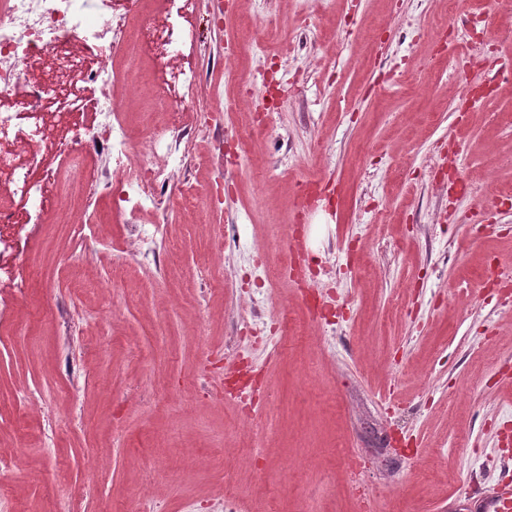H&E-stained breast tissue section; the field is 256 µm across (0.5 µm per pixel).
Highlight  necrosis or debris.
I'll list each match as a JSON object with an SVG mask.
<instances>
[{
	"label": "necrosis or debris",
	"mask_w": 512,
	"mask_h": 512,
	"mask_svg": "<svg viewBox=\"0 0 512 512\" xmlns=\"http://www.w3.org/2000/svg\"><path fill=\"white\" fill-rule=\"evenodd\" d=\"M163 3L153 15L136 0L121 11L114 0H0V288L25 285L24 232L53 218L67 183L57 160L74 169L92 152L109 156L112 171L76 179L74 203L110 197L113 214L133 220L135 258L162 253L157 229L134 218L185 203L167 192L177 158L164 135L194 102L204 49L192 24L198 0ZM131 43L155 63L153 109L165 116L160 126L144 119L138 137L123 113L143 91ZM86 107L101 123L83 120Z\"/></svg>",
	"instance_id": "necrosis-or-debris-1"
}]
</instances>
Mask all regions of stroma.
Returning a JSON list of instances; mask_svg holds the SVG:
<instances>
[{
    "label": "stroma",
    "mask_w": 512,
    "mask_h": 512,
    "mask_svg": "<svg viewBox=\"0 0 512 512\" xmlns=\"http://www.w3.org/2000/svg\"><path fill=\"white\" fill-rule=\"evenodd\" d=\"M270 33L242 39L244 18ZM512 21L502 0H203L195 102L257 124L219 201L170 209L180 249L127 257L108 199L29 231L38 274L0 313V512H475L512 481V303L483 286L512 269ZM275 111L257 117L267 75ZM212 135L184 139L182 178L207 193ZM316 174L341 195L298 214ZM94 245L79 251L70 223ZM318 259L285 275L286 228ZM234 235L219 249L209 228ZM221 252L230 279L204 263ZM125 279L112 281L114 267ZM253 413L211 395L235 364ZM41 392L52 414L25 409Z\"/></svg>",
    "instance_id": "stroma-1"
}]
</instances>
